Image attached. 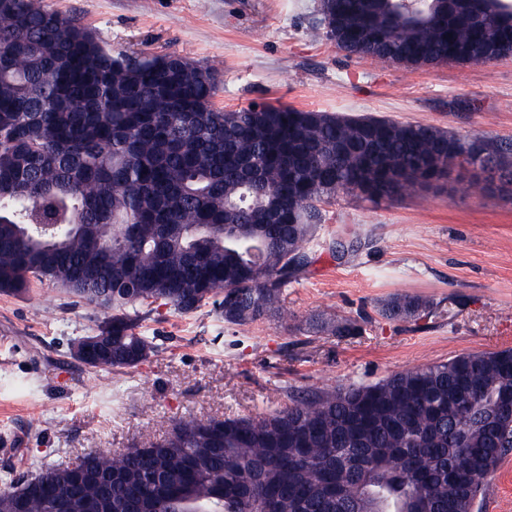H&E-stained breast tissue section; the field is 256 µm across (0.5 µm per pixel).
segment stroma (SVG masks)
<instances>
[{"label":"stroma","instance_id":"stroma-1","mask_svg":"<svg viewBox=\"0 0 512 512\" xmlns=\"http://www.w3.org/2000/svg\"><path fill=\"white\" fill-rule=\"evenodd\" d=\"M75 16L113 53H176L220 69L217 106L271 104L432 124L512 146V56L410 73L311 41L318 0H41ZM359 233L358 253L329 246ZM314 262L289 284L288 327L225 324L214 305L169 306L138 330L156 355L133 369H92L74 339L103 314L49 281L0 293V478L27 476L84 449L119 451L160 437L175 418L255 415L289 395L373 384L464 353L512 348V186L440 180L404 196H338L323 208ZM416 295L432 316L392 321L380 309ZM366 316L357 336L316 327L322 314ZM481 512H512V452L484 485Z\"/></svg>","mask_w":512,"mask_h":512}]
</instances>
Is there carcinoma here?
<instances>
[{
    "mask_svg": "<svg viewBox=\"0 0 512 512\" xmlns=\"http://www.w3.org/2000/svg\"><path fill=\"white\" fill-rule=\"evenodd\" d=\"M313 41L414 72L512 56L506 0H319ZM219 71L175 53L112 54L81 21L0 0V293L46 279L101 310L122 370L158 353L141 308L192 313L216 296L239 328L285 318L288 284L314 260L320 205L380 201L512 149L426 124L271 105L219 108ZM471 162L453 165L464 149ZM107 278L85 288L80 272ZM398 294L382 315L429 317ZM320 328L353 336L360 321ZM512 349L468 353L368 385L290 396L265 413L179 418L162 438L47 464L0 490V512H131L169 481L164 512H476L512 451Z\"/></svg>",
    "mask_w": 512,
    "mask_h": 512,
    "instance_id": "1",
    "label": "carcinoma"
}]
</instances>
